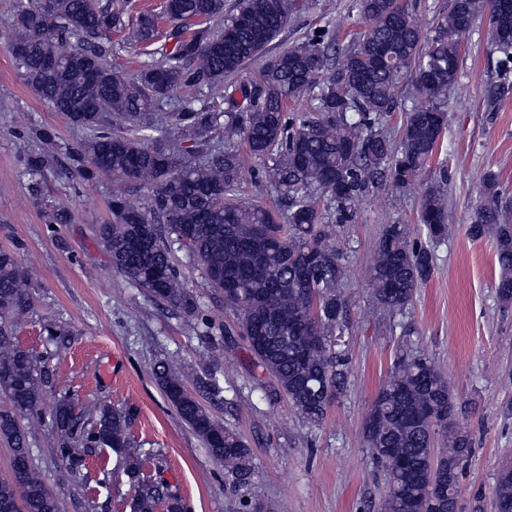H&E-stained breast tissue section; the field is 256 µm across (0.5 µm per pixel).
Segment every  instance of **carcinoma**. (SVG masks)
I'll return each instance as SVG.
<instances>
[{"label":"carcinoma","mask_w":512,"mask_h":512,"mask_svg":"<svg viewBox=\"0 0 512 512\" xmlns=\"http://www.w3.org/2000/svg\"><path fill=\"white\" fill-rule=\"evenodd\" d=\"M308 0H239L224 17V0H164L160 14L140 11L127 21V0H18L7 43L24 83L68 122L87 131L76 150L77 172L146 190L144 207L112 193V223L99 236L112 266L129 284L179 311L193 329L208 326L176 267L177 254L239 315L255 363L276 382L307 423L324 419L350 373L342 314L346 270L333 243L336 226L355 219L367 183L386 179L404 188L423 179L448 129V91L457 83L464 38L487 15L502 76L512 72V0H451L434 34L424 38L401 0H356L365 23L353 45L333 57L324 31L268 57L259 75L240 86L243 103L224 94V80L263 56L268 44ZM167 19L171 47L128 78L108 64L112 32L131 26L138 43L153 42ZM423 104L408 113L399 143L384 129L401 79ZM195 95L176 111L153 113L176 89ZM502 81L483 92L493 111ZM309 96L308 112L288 103ZM262 165L265 186L285 197L287 212L233 195L249 163ZM419 221L431 241L447 231L440 186L426 184ZM469 234L496 245L499 298L512 302V198L498 174L484 179ZM433 254L411 239L406 224L385 227L368 269L373 302L392 316L411 305L428 279ZM29 270L0 249V437L13 453L0 480V512H64V502L35 465L30 429L44 428L70 473L93 479L88 460L108 448L124 460L134 492L132 512H180L170 486L143 471L129 433V415L103 404L77 409L71 392L55 389L48 369L20 347L16 329L32 308ZM154 375L180 419L201 438L211 461L240 487L254 476L242 436L224 427L198 395L220 400L224 369L205 365L191 392L163 360ZM56 393L50 409L46 398ZM459 406L435 362L405 341L375 395L362 430L370 463L386 489L378 512H461L459 477L471 455L469 435L456 425ZM494 499L512 512V469L497 479Z\"/></svg>","instance_id":"1"}]
</instances>
